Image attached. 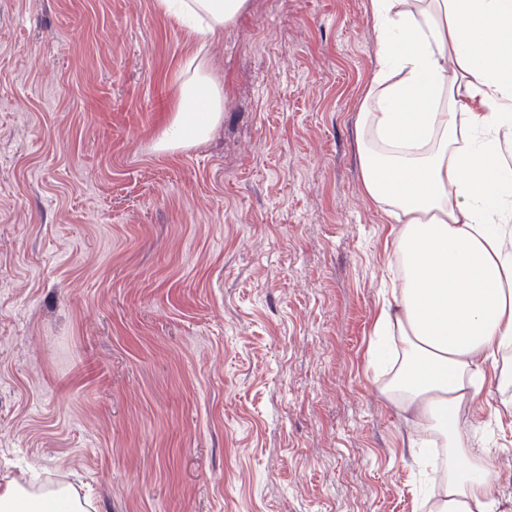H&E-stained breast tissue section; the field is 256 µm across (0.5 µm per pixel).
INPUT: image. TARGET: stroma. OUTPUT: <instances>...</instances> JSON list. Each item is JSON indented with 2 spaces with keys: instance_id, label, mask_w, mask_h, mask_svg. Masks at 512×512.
Returning a JSON list of instances; mask_svg holds the SVG:
<instances>
[{
  "instance_id": "stroma-1",
  "label": "stroma",
  "mask_w": 512,
  "mask_h": 512,
  "mask_svg": "<svg viewBox=\"0 0 512 512\" xmlns=\"http://www.w3.org/2000/svg\"><path fill=\"white\" fill-rule=\"evenodd\" d=\"M369 0H249L224 112L164 131L198 50L156 0H0V482L88 512H419L368 366L394 242L361 192ZM467 422L512 512V417Z\"/></svg>"
}]
</instances>
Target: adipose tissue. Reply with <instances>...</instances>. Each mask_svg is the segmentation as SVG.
<instances>
[{
    "instance_id": "adipose-tissue-1",
    "label": "adipose tissue",
    "mask_w": 512,
    "mask_h": 512,
    "mask_svg": "<svg viewBox=\"0 0 512 512\" xmlns=\"http://www.w3.org/2000/svg\"><path fill=\"white\" fill-rule=\"evenodd\" d=\"M194 37L219 41L249 0H157ZM382 36L357 120L362 192L390 218L402 269L374 326L379 391L439 434L448 470L427 512H499L500 475L459 422L480 401L487 366L512 389V0H369ZM200 59L155 148L203 142L224 112V86ZM84 512L68 489L0 487V512Z\"/></svg>"
}]
</instances>
